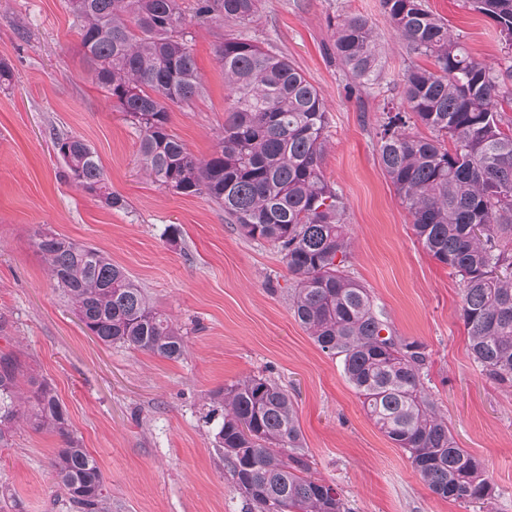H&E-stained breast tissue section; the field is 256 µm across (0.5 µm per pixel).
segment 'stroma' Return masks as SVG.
<instances>
[{
  "mask_svg": "<svg viewBox=\"0 0 512 512\" xmlns=\"http://www.w3.org/2000/svg\"><path fill=\"white\" fill-rule=\"evenodd\" d=\"M469 52L491 65L504 49L494 23L464 0H425ZM365 17L379 44L375 84L358 86L334 53L338 16ZM189 32L204 90L170 109L190 152L209 157L232 106L215 48L240 35L290 59L327 105L322 167L342 195L350 272L369 288L397 335L429 352L425 388L459 447L485 466L489 512H512V387L474 362L460 317L463 283L419 244L380 163L376 132L402 78L432 61L409 53L380 0H262L239 28L222 18ZM66 0H0V355L16 359L20 413L0 448V512H75L52 479L66 438L97 460L108 512H248L205 416L211 396L248 375L270 379L295 403L314 476L342 492L347 512H477L441 499L367 417L339 359L295 320L293 281L278 249L245 237L202 196L156 187L139 135L90 82ZM96 150L113 209L60 178L52 141ZM43 230L106 252L153 304L187 329L182 359L103 344L51 279L34 244ZM47 382L67 411L68 436L36 428L28 376Z\"/></svg>",
  "mask_w": 512,
  "mask_h": 512,
  "instance_id": "obj_1",
  "label": "stroma"
}]
</instances>
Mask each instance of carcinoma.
Masks as SVG:
<instances>
[{
    "label": "carcinoma",
    "instance_id": "cac0c4a2",
    "mask_svg": "<svg viewBox=\"0 0 512 512\" xmlns=\"http://www.w3.org/2000/svg\"><path fill=\"white\" fill-rule=\"evenodd\" d=\"M512 50V0H470ZM78 22L79 51L92 82L138 132L143 168L158 187L205 195L248 238L282 254L293 288L294 318L322 352L342 357L343 372L367 416L403 450L442 499L485 505L493 486L478 459L458 447L425 393L429 354L398 337L370 291L349 272L346 206L322 170L327 107L288 58L246 38L217 48L233 97L224 133L207 159L192 154L170 127L168 106L202 89L183 0H67ZM396 34L434 68L403 75L401 102L376 136L381 164L412 219L417 241L464 282L462 318L474 361L512 387V105L510 64L472 57L423 0H380ZM261 0H198L195 16L245 27ZM336 56L353 82L377 79L378 45L366 18L336 23ZM423 126L431 136L407 132ZM63 177L121 209L95 149L58 136ZM34 244L86 331L106 345L178 360L183 330L154 307L143 288L102 250L37 230ZM16 363L0 356V447L17 413ZM35 426L67 438L51 462L56 484L82 512H105L100 467L69 438L66 411L49 384L31 377ZM214 441L250 512H347L333 486L312 478L288 392L263 377L218 392Z\"/></svg>",
    "mask_w": 512,
    "mask_h": 512
}]
</instances>
